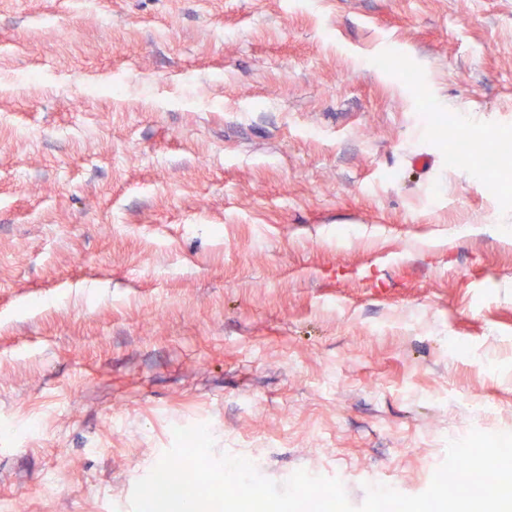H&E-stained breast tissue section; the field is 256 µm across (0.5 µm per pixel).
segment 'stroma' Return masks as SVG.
<instances>
[{
    "label": "stroma",
    "instance_id": "obj_1",
    "mask_svg": "<svg viewBox=\"0 0 512 512\" xmlns=\"http://www.w3.org/2000/svg\"><path fill=\"white\" fill-rule=\"evenodd\" d=\"M199 424L355 506L512 432V0H0V500Z\"/></svg>",
    "mask_w": 512,
    "mask_h": 512
}]
</instances>
